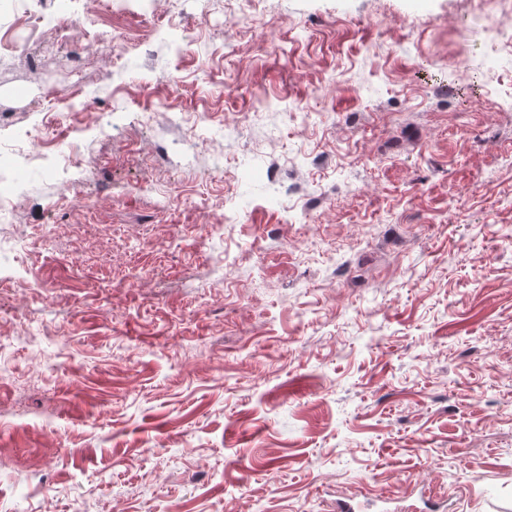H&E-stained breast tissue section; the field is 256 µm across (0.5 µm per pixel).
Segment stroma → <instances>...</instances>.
Returning a JSON list of instances; mask_svg holds the SVG:
<instances>
[{"mask_svg":"<svg viewBox=\"0 0 512 512\" xmlns=\"http://www.w3.org/2000/svg\"><path fill=\"white\" fill-rule=\"evenodd\" d=\"M471 8L0 0V143H81L0 223V512H512V46Z\"/></svg>","mask_w":512,"mask_h":512,"instance_id":"35a3bbf8","label":"stroma"}]
</instances>
